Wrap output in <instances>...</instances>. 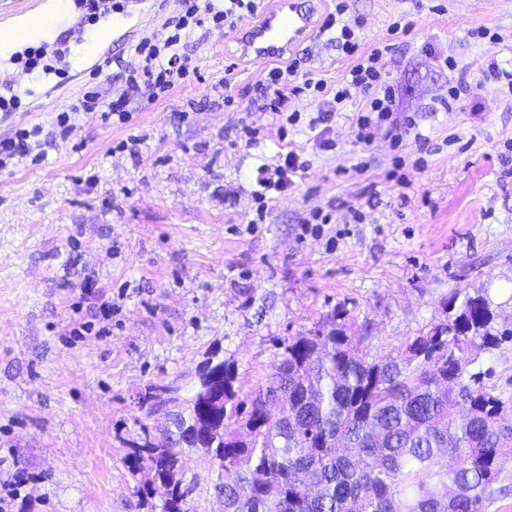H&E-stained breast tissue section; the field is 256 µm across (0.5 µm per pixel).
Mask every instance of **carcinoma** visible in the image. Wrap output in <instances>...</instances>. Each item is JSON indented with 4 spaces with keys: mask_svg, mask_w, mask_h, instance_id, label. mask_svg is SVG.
<instances>
[{
    "mask_svg": "<svg viewBox=\"0 0 512 512\" xmlns=\"http://www.w3.org/2000/svg\"><path fill=\"white\" fill-rule=\"evenodd\" d=\"M444 313L378 358L339 312L283 342L245 393L212 350L171 428L142 427L126 459L146 489H165L162 512H187L180 474L197 432L200 459L224 474V512H485L512 445V399L471 366L512 343V326L485 289L451 294Z\"/></svg>",
    "mask_w": 512,
    "mask_h": 512,
    "instance_id": "1",
    "label": "carcinoma"
}]
</instances>
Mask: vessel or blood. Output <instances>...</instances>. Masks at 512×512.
I'll return each mask as SVG.
<instances>
[{
	"instance_id": "vessel-or-blood-1",
	"label": "vessel or blood",
	"mask_w": 512,
	"mask_h": 512,
	"mask_svg": "<svg viewBox=\"0 0 512 512\" xmlns=\"http://www.w3.org/2000/svg\"><path fill=\"white\" fill-rule=\"evenodd\" d=\"M316 0H271V6L255 23L239 28L235 42L243 61L254 63L282 58L315 27Z\"/></svg>"
}]
</instances>
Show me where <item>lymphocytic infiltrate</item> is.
Instances as JSON below:
<instances>
[{"label":"lymphocytic infiltrate","instance_id":"f902f5d3","mask_svg":"<svg viewBox=\"0 0 512 512\" xmlns=\"http://www.w3.org/2000/svg\"><path fill=\"white\" fill-rule=\"evenodd\" d=\"M185 11L174 24L173 31L164 39L142 38L135 48V61L126 70L125 88L121 95L108 105H101L97 93H86L71 111L60 113L54 120L59 136H66L76 118L83 112L98 113L103 123L111 120H127L126 103L132 95L139 94L151 99L166 95L181 81L187 80L197 67L183 51L184 40L196 28L212 22L218 28H231L238 20L255 15L258 0H184ZM364 27L362 20L350 18L346 0H336L333 11L325 16L322 31L331 32L337 50L354 57L355 63L336 86H327L321 79L307 78L305 89L311 90L316 102V115L308 121L309 129L315 130L320 148L329 151L334 142L328 136L326 126L332 122L336 112L342 111L354 93H363L365 102L353 121L357 142L368 145L374 128L391 118L396 110L395 90L384 78L381 61L391 52L388 44H378L362 50L359 35ZM297 61L275 65L258 84L261 103L258 108H246L237 125L240 138L245 144L259 140L262 126L260 114L271 115L273 121L296 124L300 119L299 109H288V83L298 74ZM303 169L295 151L282 153L280 163L274 171L260 169L256 180L254 197L258 203L256 218L264 220L270 194L287 193L295 185V178Z\"/></svg>","mask_w":512,"mask_h":512}]
</instances>
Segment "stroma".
Masks as SVG:
<instances>
[{
  "instance_id": "stroma-1",
  "label": "stroma",
  "mask_w": 512,
  "mask_h": 512,
  "mask_svg": "<svg viewBox=\"0 0 512 512\" xmlns=\"http://www.w3.org/2000/svg\"><path fill=\"white\" fill-rule=\"evenodd\" d=\"M182 0H142L110 23L67 9L51 40L67 38L68 66L25 69L0 57V83L18 104L0 138L50 125L84 92L110 101L116 59L146 36L165 38ZM363 17V47L393 39L382 61L396 93L394 141L379 126L359 146L355 95L330 127L325 152L306 123L280 141L276 125L247 146L237 137L266 64L234 65L228 29L203 26L184 44L196 77L151 101L132 98L129 124L80 116L72 133L0 172V505L6 512H161L159 491L124 460L146 416L138 395L178 383L189 395L210 349L255 383L288 337L337 312L373 356L395 353L442 316L458 290L488 289L512 320V95L484 82L489 61L512 69V0H348ZM405 33L390 35L395 19ZM486 26L501 43L475 40ZM106 29L96 41L97 29ZM302 72L336 85L354 63L328 35L296 46ZM454 58L458 71L439 67ZM466 71L473 99L448 107V84ZM136 137L133 149L118 142ZM296 150L305 170L268 204L255 232L260 166ZM329 218L316 224L315 213ZM110 300L102 317L98 305ZM94 325L77 336L80 323ZM187 512H224L216 474L199 460L181 475Z\"/></svg>"
}]
</instances>
